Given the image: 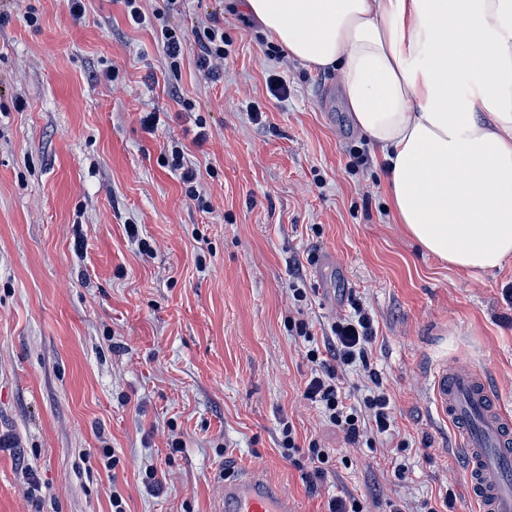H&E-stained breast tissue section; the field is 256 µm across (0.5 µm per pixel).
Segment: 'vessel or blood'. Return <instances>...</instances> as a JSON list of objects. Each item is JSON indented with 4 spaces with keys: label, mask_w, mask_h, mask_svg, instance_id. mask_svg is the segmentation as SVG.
Here are the masks:
<instances>
[{
    "label": "vessel or blood",
    "mask_w": 512,
    "mask_h": 512,
    "mask_svg": "<svg viewBox=\"0 0 512 512\" xmlns=\"http://www.w3.org/2000/svg\"><path fill=\"white\" fill-rule=\"evenodd\" d=\"M430 403L452 425L459 440L470 496L479 512H512V416L484 376L452 360L432 372ZM219 512H299L296 499L262 468L236 467L224 473Z\"/></svg>",
    "instance_id": "obj_1"
}]
</instances>
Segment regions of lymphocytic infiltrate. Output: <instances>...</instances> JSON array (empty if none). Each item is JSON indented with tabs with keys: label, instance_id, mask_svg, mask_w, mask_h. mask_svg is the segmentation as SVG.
Wrapping results in <instances>:
<instances>
[{
	"label": "lymphocytic infiltrate",
	"instance_id": "f902f5d3",
	"mask_svg": "<svg viewBox=\"0 0 512 512\" xmlns=\"http://www.w3.org/2000/svg\"><path fill=\"white\" fill-rule=\"evenodd\" d=\"M199 41L198 69L206 79L219 81L225 56L223 28L215 24L206 27ZM292 329L308 344L305 356L311 364V371L304 383V399L319 406L349 443L368 441L373 435L391 432L394 425L391 400L376 372L368 374L374 389L364 398L362 407L347 404L343 392L342 378L346 368L357 363L364 366L369 363L368 351L377 337L370 312L363 305L354 304L351 315L331 324L328 342L323 347L313 345V335L307 322L296 321Z\"/></svg>",
	"mask_w": 512,
	"mask_h": 512
}]
</instances>
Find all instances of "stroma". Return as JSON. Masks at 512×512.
<instances>
[{
  "mask_svg": "<svg viewBox=\"0 0 512 512\" xmlns=\"http://www.w3.org/2000/svg\"><path fill=\"white\" fill-rule=\"evenodd\" d=\"M85 7L77 21L64 0H0V512H112L116 493L124 512H214L225 466L250 463L301 512L333 495L475 512L430 370L462 359L512 413V261L474 276L421 254L339 73L289 58L240 0H178L173 82L158 26L131 25L122 0ZM215 20L227 55L211 83L195 60ZM198 118L200 147L184 134ZM176 141L200 200L165 164ZM355 300L395 417L368 445L304 399L307 344L288 329L304 318L324 343ZM287 422L300 448L335 451L325 480L282 457Z\"/></svg>",
  "mask_w": 512,
  "mask_h": 512,
  "instance_id": "1",
  "label": "stroma"
}]
</instances>
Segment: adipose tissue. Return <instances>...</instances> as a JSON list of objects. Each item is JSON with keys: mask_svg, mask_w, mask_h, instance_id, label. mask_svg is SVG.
Masks as SVG:
<instances>
[{"mask_svg": "<svg viewBox=\"0 0 512 512\" xmlns=\"http://www.w3.org/2000/svg\"><path fill=\"white\" fill-rule=\"evenodd\" d=\"M267 38L334 69L395 219L479 275L512 259V0H244Z\"/></svg>", "mask_w": 512, "mask_h": 512, "instance_id": "1", "label": "adipose tissue"}]
</instances>
